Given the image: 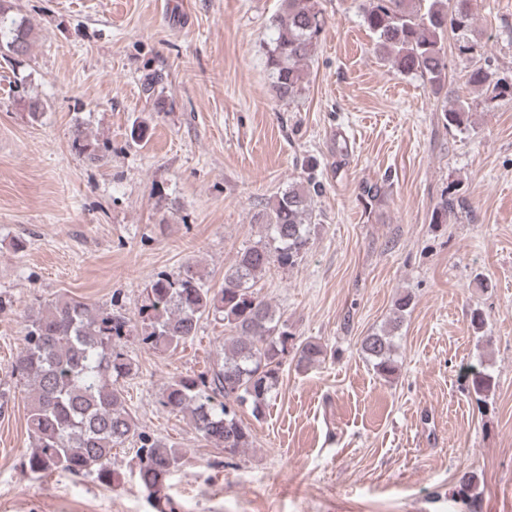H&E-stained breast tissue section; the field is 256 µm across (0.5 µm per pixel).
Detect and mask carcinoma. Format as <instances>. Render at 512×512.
<instances>
[{
    "mask_svg": "<svg viewBox=\"0 0 512 512\" xmlns=\"http://www.w3.org/2000/svg\"><path fill=\"white\" fill-rule=\"evenodd\" d=\"M474 0H362L365 27L375 37L382 61L402 74H414L441 92L448 77L445 44L448 32L468 41ZM325 26L318 0H284L267 51V66L279 98H292L306 78L305 66ZM0 46L12 56L30 51V30L22 18L4 22L0 15ZM469 82L492 86L495 97L512 94V84L494 79L477 67ZM474 102L456 98L444 106L446 123L462 130L469 125ZM71 146L88 161L102 160V147L79 125ZM459 201L443 199L432 213L435 224L448 222ZM265 229L257 242L238 251L224 272V287L209 288L194 265L176 275L161 273L144 288L138 312L128 317L109 309L91 310L73 298H57L28 317L25 343L11 364V373L30 388L27 424L35 439L25 466L43 476L53 472L90 475L110 484L112 449L132 446L138 479L148 502L161 508L157 494L184 454L143 430L125 407L119 381L136 374L137 364L126 343L132 336L159 352H174L197 336L203 315L224 322V356L206 373L180 376L158 395V405L170 414H186L202 438L227 455L252 444V430L242 413L259 420L276 390L284 359L298 372L324 362L328 346L314 339L295 341L288 320L254 291L257 279L272 265L293 266L308 249L312 232L310 189L291 183L254 215ZM413 303L403 294L394 303L393 317L379 331L363 337L362 354L387 382L399 375L395 338ZM468 388L479 404L493 389V378L472 366ZM479 477L467 472L453 498L472 504L478 497Z\"/></svg>",
    "mask_w": 512,
    "mask_h": 512,
    "instance_id": "carcinoma-1",
    "label": "carcinoma"
}]
</instances>
